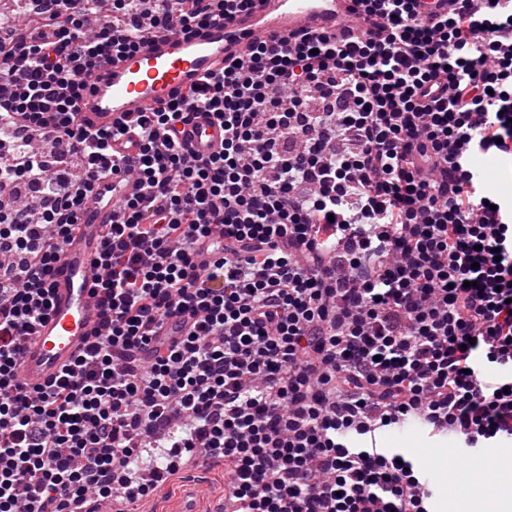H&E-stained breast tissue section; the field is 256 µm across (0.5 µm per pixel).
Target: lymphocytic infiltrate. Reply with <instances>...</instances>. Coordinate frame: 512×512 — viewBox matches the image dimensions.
<instances>
[{
	"mask_svg": "<svg viewBox=\"0 0 512 512\" xmlns=\"http://www.w3.org/2000/svg\"><path fill=\"white\" fill-rule=\"evenodd\" d=\"M98 2L25 0L33 23L0 30V512L133 504L195 448L227 467L230 512H428L384 430L512 440V224L470 165L512 155V0L428 18L354 0L376 32L255 40L143 113L129 160L74 123L83 73L131 35H189L257 0ZM201 112L221 151L160 137ZM106 172L137 192L95 259L104 329L26 392L19 353ZM156 440L170 459L139 479Z\"/></svg>",
	"mask_w": 512,
	"mask_h": 512,
	"instance_id": "obj_1",
	"label": "lymphocytic infiltrate"
}]
</instances>
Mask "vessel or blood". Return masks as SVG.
I'll use <instances>...</instances> for the list:
<instances>
[{
	"instance_id": "1",
	"label": "vessel or blood",
	"mask_w": 512,
	"mask_h": 512,
	"mask_svg": "<svg viewBox=\"0 0 512 512\" xmlns=\"http://www.w3.org/2000/svg\"><path fill=\"white\" fill-rule=\"evenodd\" d=\"M349 0H264L252 14L217 24L196 37L158 33L142 41L134 53L113 57L86 79L88 92L77 120L91 130H113L114 154L136 156L133 129L141 113L151 112L197 85L221 74L228 58H247L253 39L285 36L295 30L332 34L347 12ZM175 136L200 155L219 149L223 128L206 115ZM132 189L121 176L107 175L93 184L81 220L66 242L50 282V310L33 338L22 348L18 375L24 390L40 391L71 367L104 325V307L97 295L101 270L95 264L120 199ZM206 481L183 480L172 512H223L211 504Z\"/></svg>"
}]
</instances>
